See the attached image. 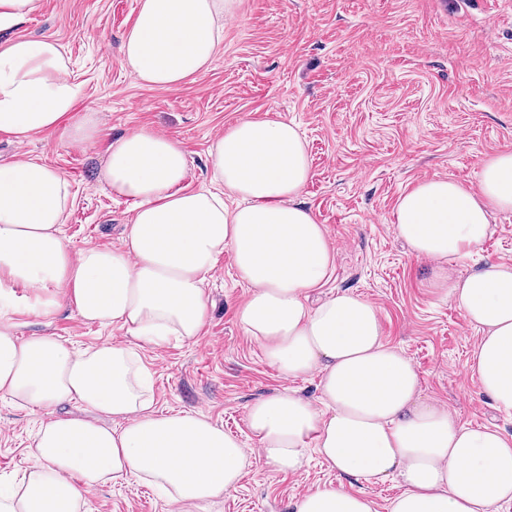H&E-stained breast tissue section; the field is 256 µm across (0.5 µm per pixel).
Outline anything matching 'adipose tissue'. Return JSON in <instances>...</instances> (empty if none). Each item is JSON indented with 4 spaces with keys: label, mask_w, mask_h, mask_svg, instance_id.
Listing matches in <instances>:
<instances>
[{
    "label": "adipose tissue",
    "mask_w": 512,
    "mask_h": 512,
    "mask_svg": "<svg viewBox=\"0 0 512 512\" xmlns=\"http://www.w3.org/2000/svg\"><path fill=\"white\" fill-rule=\"evenodd\" d=\"M238 0H140L123 44L145 84L177 87L204 71ZM83 86L51 37L0 44V134L25 142L61 129L73 143L100 137L97 112L78 111ZM219 191L185 185L186 151L147 129L109 142L100 179L130 206L121 247L72 252L62 226L67 178L25 156L0 163V393L32 408L76 404L86 416L44 422L19 482L0 487V512H81L91 488L136 480L177 512H206L235 488L248 463L240 441L201 414L162 412L140 352L194 339L211 305L205 288L231 252L250 290L238 311L245 333L285 376L319 374L310 402L282 391L246 412L260 454L300 473L316 452L339 476L397 477L390 512H512V436L457 426L422 401L411 361L384 343L376 307L352 292L309 305L335 264L323 225L300 200L307 143L283 120L244 119L208 152ZM512 213V151L485 160L477 188L433 177L404 192L392 213L420 259L439 262L436 293L448 296L480 338L470 369L483 393L512 412V264L489 261L467 275L441 264L469 256ZM68 306L85 322L116 326L125 341L77 348L52 334L19 337L20 308L52 315ZM291 512H375L364 490L316 487Z\"/></svg>",
    "instance_id": "adipose-tissue-1"
}]
</instances>
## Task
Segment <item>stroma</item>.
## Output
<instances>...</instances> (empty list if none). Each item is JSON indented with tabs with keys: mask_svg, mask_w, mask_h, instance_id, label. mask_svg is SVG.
<instances>
[{
	"mask_svg": "<svg viewBox=\"0 0 512 512\" xmlns=\"http://www.w3.org/2000/svg\"><path fill=\"white\" fill-rule=\"evenodd\" d=\"M140 0H40L15 35L53 37L99 112L103 133L74 145L40 132L25 144L0 136V161L22 152L68 179L73 204L64 231L72 251L121 244L129 207L100 181L110 140L147 129L179 141L189 159L185 184L209 186L208 150L245 118L295 125L308 143L301 199L327 230L335 265L322 294L350 291L379 311L383 340L415 367L421 397L457 424L512 435V414L481 394L468 360L479 332L455 303L430 287L435 262L416 259L391 224L412 185L448 177L476 187L483 161L512 150V0H240L208 68L174 89L139 81L121 46ZM488 261L512 264V214L471 255L447 261L463 276ZM213 302L194 340L145 349L153 393L165 412L205 415L235 436L250 460L235 490L213 512H290L306 490L337 483L311 455L287 475L266 465L246 422L255 399L284 389L318 396V375L292 379L268 365L242 330L237 308L249 293L231 253L207 277ZM19 336L46 332L84 348L117 341L121 330L86 324L69 307L45 318L14 315ZM47 410L0 395V482L28 463ZM83 512H169L151 486L107 483Z\"/></svg>",
	"mask_w": 512,
	"mask_h": 512,
	"instance_id": "stroma-1",
	"label": "stroma"
}]
</instances>
